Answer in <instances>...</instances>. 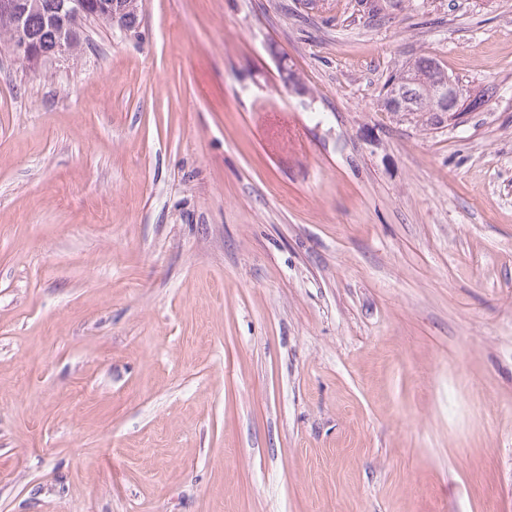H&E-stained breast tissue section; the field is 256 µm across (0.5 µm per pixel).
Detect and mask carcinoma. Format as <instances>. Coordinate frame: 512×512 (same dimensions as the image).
<instances>
[{
	"label": "carcinoma",
	"instance_id": "1",
	"mask_svg": "<svg viewBox=\"0 0 512 512\" xmlns=\"http://www.w3.org/2000/svg\"><path fill=\"white\" fill-rule=\"evenodd\" d=\"M30 3L24 18V30L45 51L58 40L61 25L57 14L58 0H24ZM459 83L448 68L432 57H420L395 73L387 84L381 107L396 121L424 131L439 129L445 115L469 112L481 104L466 96L439 95V91Z\"/></svg>",
	"mask_w": 512,
	"mask_h": 512
}]
</instances>
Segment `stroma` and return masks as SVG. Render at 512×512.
Here are the masks:
<instances>
[{
	"label": "stroma",
	"mask_w": 512,
	"mask_h": 512,
	"mask_svg": "<svg viewBox=\"0 0 512 512\" xmlns=\"http://www.w3.org/2000/svg\"><path fill=\"white\" fill-rule=\"evenodd\" d=\"M383 7L0 56V512H512V0ZM422 55L491 96L397 122Z\"/></svg>",
	"instance_id": "1"
}]
</instances>
